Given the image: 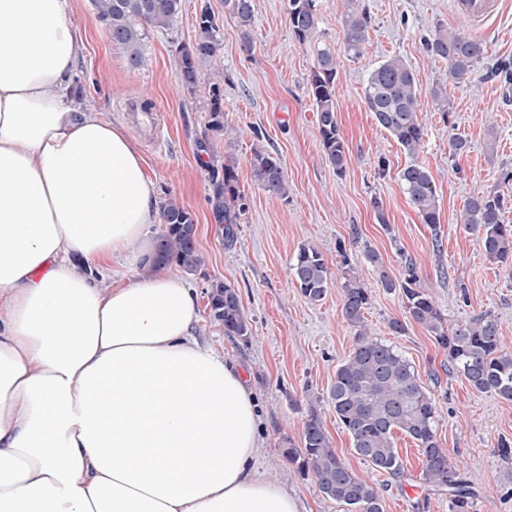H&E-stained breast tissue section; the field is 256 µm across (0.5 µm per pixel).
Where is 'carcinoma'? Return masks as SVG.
Here are the masks:
<instances>
[{
    "mask_svg": "<svg viewBox=\"0 0 512 512\" xmlns=\"http://www.w3.org/2000/svg\"><path fill=\"white\" fill-rule=\"evenodd\" d=\"M99 23L112 45L121 50L128 63L141 64L144 40L150 27L165 29L177 18L181 0H91ZM224 8L239 22L245 46H250L247 27L253 17V0H224ZM290 28L299 43L313 34L317 17L314 0H289ZM369 21L365 14L349 10L344 16L346 50L357 56L368 38ZM220 46L213 11L202 8L198 31L191 46L179 51L174 60L176 77L194 86L205 63L212 60ZM426 52L448 62V78L465 81L476 63L485 55L484 43L464 30L442 31L424 40ZM336 55L330 49L318 51L311 80L322 150L341 173L345 169L346 144L336 117ZM223 77L215 76L210 89V126L224 129L221 88ZM419 89L410 68L393 57L374 68L367 79L364 98L378 125L387 131L409 154L420 147L424 129L417 119ZM253 174L268 194L288 197V175L279 159L255 150L251 158ZM405 193L422 223L437 230L439 209L426 167L412 162L400 172ZM505 199L499 194L473 197L463 213L466 231L480 237L486 256L495 262L512 263V225L504 223ZM162 229L158 235L157 263L176 262L186 272L199 269L202 258L195 244V221L187 207L170 200L162 206ZM293 277L300 293L311 303L323 300L330 288L331 272L322 253L313 246L299 248L292 264ZM408 277L396 284L381 275L383 287L402 288L406 319L393 318L389 329L394 335L406 330V320L422 326L435 342L448 351V364L480 393H493L512 401V353L501 345L495 320L482 318L448 328V320L433 300L416 288L413 262L407 263ZM343 315L356 329L347 357L336 367L329 389L336 418L350 434L357 455L374 471L401 476L404 471L393 444V433L408 435L423 456L422 483L432 489L446 490L453 512H471L476 497L473 487L458 478L448 449L437 439L434 399L419 384L410 363L391 345L372 336L364 324L369 294L356 276L345 280ZM212 316L224 325V335L245 340L251 336V324L238 291L224 281L210 285ZM288 459L298 464L300 473L311 477L320 492L347 507V512H383L377 487L356 475L332 448L317 415H312L302 432V448L286 450Z\"/></svg>",
    "mask_w": 512,
    "mask_h": 512,
    "instance_id": "cac0c4a2",
    "label": "carcinoma"
}]
</instances>
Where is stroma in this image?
Wrapping results in <instances>:
<instances>
[{
	"instance_id": "35a3bbf8",
	"label": "stroma",
	"mask_w": 512,
	"mask_h": 512,
	"mask_svg": "<svg viewBox=\"0 0 512 512\" xmlns=\"http://www.w3.org/2000/svg\"><path fill=\"white\" fill-rule=\"evenodd\" d=\"M289 0H253L248 36L223 0H181L168 29H149L144 61L131 67L113 47L96 19L91 0H76L73 27L87 49L76 69L84 105L103 118L123 123L147 162L158 204L174 199L196 223L200 268L186 274L197 290L201 341L226 355L254 389L266 442L265 465L272 477L287 478L302 512H346L319 491L296 464L288 448L301 445L305 422L318 415L332 447L359 476L379 489L384 512H452L447 492L425 487L422 456L408 437L395 434L404 462L403 476L373 471L355 453L351 436L337 422L327 393L337 365L348 355L355 334L345 321L342 284L357 274L369 294L365 322L373 336L394 346L411 364L436 403L437 438L456 462L460 477L476 488L472 512H512V401L474 390L449 371L448 353L415 322L403 335L388 323L405 315L401 290L383 288L380 277L402 282L413 261L421 288L449 325L479 317L495 319L501 342L512 351V265L490 261L481 241L462 224L474 196L502 194L503 214L512 224V82L497 73L512 63V0L477 37L485 47L469 82L448 79L446 61L431 58L425 39L437 31L461 28L455 0H315L317 25L298 43L288 23ZM219 27L220 48L207 63L205 77L187 87L175 76L179 49L195 39L203 6ZM366 13L368 39L360 55L344 46L343 19L349 7ZM335 51L339 62L336 112L347 146L344 173H337L320 143L310 80L319 49ZM398 56L413 72L420 91L418 120L424 138L410 155L369 112L364 90L370 72ZM224 76V129L209 125L208 73ZM443 85L451 103L442 109L432 94ZM150 99L155 123L142 130L128 110L134 99ZM464 136L469 148L453 154L449 141ZM278 158L288 172L287 198L266 193L250 159L254 150ZM425 166L439 207L438 230L423 224L404 192L400 172L410 162ZM236 174L241 211L233 228L216 217V191L225 165ZM317 248L327 259L332 283L326 297L310 303L292 272L301 246ZM377 254L370 263L368 253ZM239 292L252 326L242 340L224 333L208 305L213 281Z\"/></svg>"
}]
</instances>
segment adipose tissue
Segmentation results:
<instances>
[{"label": "adipose tissue", "instance_id": "obj_1", "mask_svg": "<svg viewBox=\"0 0 512 512\" xmlns=\"http://www.w3.org/2000/svg\"><path fill=\"white\" fill-rule=\"evenodd\" d=\"M72 11L0 0V512H301L194 288L154 263L141 153L69 94Z\"/></svg>", "mask_w": 512, "mask_h": 512}]
</instances>
